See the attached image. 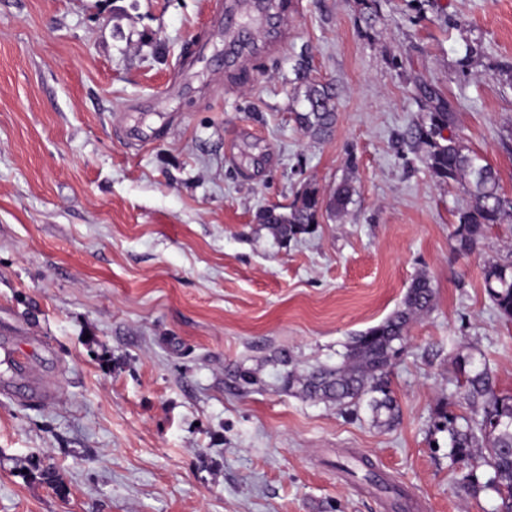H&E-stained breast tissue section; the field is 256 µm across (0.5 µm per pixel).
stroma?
<instances>
[{
  "label": "stroma",
  "mask_w": 512,
  "mask_h": 512,
  "mask_svg": "<svg viewBox=\"0 0 512 512\" xmlns=\"http://www.w3.org/2000/svg\"><path fill=\"white\" fill-rule=\"evenodd\" d=\"M226 3L0 0V326L47 392L0 391V512H495L438 414L462 352L512 394L482 278L512 261V219L456 251L469 197L413 134L439 93L512 195V0H272L241 50ZM343 183L345 216L311 234L257 220ZM421 274L396 426L287 388L275 354L339 364ZM308 97L311 108L301 118L302 124L308 130H321L332 117V110L328 107V94L323 89L311 88Z\"/></svg>",
  "instance_id": "obj_1"
}]
</instances>
